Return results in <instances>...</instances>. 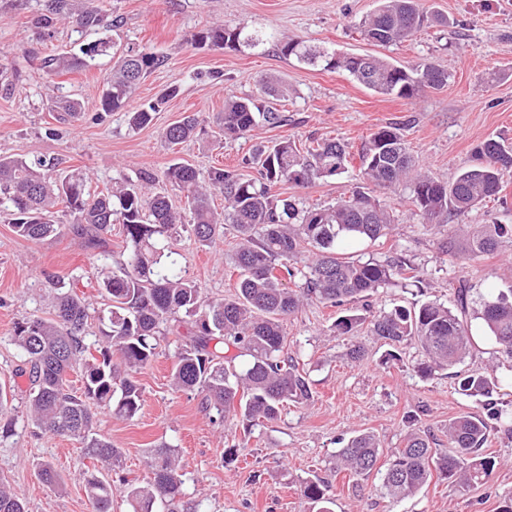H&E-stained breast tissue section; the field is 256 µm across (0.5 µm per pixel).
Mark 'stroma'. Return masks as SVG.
Wrapping results in <instances>:
<instances>
[{
    "instance_id": "1",
    "label": "stroma",
    "mask_w": 512,
    "mask_h": 512,
    "mask_svg": "<svg viewBox=\"0 0 512 512\" xmlns=\"http://www.w3.org/2000/svg\"><path fill=\"white\" fill-rule=\"evenodd\" d=\"M429 20L410 42L378 46L364 40L361 19L378 0H94L105 13L123 17L122 43L168 58V64L146 78L135 97L142 103L168 86L179 88L150 125L130 128L123 112L102 114L100 96L111 55L97 56L83 71L48 77L44 58L95 41V33L78 35L59 25L54 37L42 36L32 25L44 0H0V156L56 158L64 168L86 175L92 189L111 186L113 178L146 171L162 173L170 164L186 162L204 170L223 166L252 177L243 165L253 146L283 138H337L358 155L369 136L395 124L408 144L418 170L452 181L472 163L477 145L488 139L512 143V0H421ZM216 25L248 26L250 31L276 32L308 45L357 55H373L409 67L428 62L452 73L446 87L425 89L406 100L380 95L356 82L343 69L326 70L284 56L278 45L195 49L186 35ZM272 78L286 84L280 126L261 125L247 138L201 147L189 141L168 147L162 133L191 112L214 117L230 99L260 98V82ZM15 84L7 92L5 84ZM57 94L77 98L81 120L57 126L48 108ZM58 135H49V128ZM357 170L319 180L298 189L274 186L277 197H296L306 207L329 205L347 198L358 183ZM506 202L486 201L450 216V225H512V170L503 176ZM394 218L393 231L364 244L342 246L344 256L410 265L422 282L399 281L378 290L373 309L402 305L412 308L439 301L457 308L456 288L466 283L474 346L453 370L420 376V347L401 346L400 363L385 362L388 344L368 331L358 342L364 360L344 357L349 337L334 332L341 310L313 302L288 316L283 329L289 351L298 354L309 373L313 398L308 405H289L280 417L253 427L244 436L242 421H227L206 410L202 393L173 390L169 371L184 336L162 339L152 363L137 380L143 392L139 414L123 419L111 408L95 407L102 433L122 452L115 476L147 482L151 471L146 449L160 444L176 448L183 472L178 512H309L301 498V479L319 476L331 485L333 512H498L502 493L512 490V435L490 429L484 453L499 462L489 482L459 492L447 480L433 477L416 495L389 500L373 482L353 485L334 472L336 453L360 432L375 434L383 454L402 447L407 412L424 408L421 430L430 433L438 452H446L444 427L449 419L481 411L482 398L457 392L459 373L493 372L497 405L512 406V362L484 336L475 311L480 298L512 288V245L470 260L444 254L440 242L447 227L421 223L405 186L380 194ZM237 243L233 229L212 248L200 247L185 228L169 239L173 260L182 275L195 281L202 295L215 300L232 297L237 272L230 256ZM124 235L113 225L105 250L86 247L70 234L41 241L17 236L7 217H0V385L12 387L14 399L0 409L11 422L9 437L0 440V483L26 499L28 512H91L84 492V473L96 469L82 444L36 428L27 414V396L15 385L23 354L13 336L17 324L52 318L55 290L48 275L74 279L76 291L90 309L103 305L98 283L113 262L125 259ZM49 460L65 480L64 491L44 485L36 463Z\"/></svg>"
}]
</instances>
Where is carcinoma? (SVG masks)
Masks as SVG:
<instances>
[{"label": "carcinoma", "mask_w": 512, "mask_h": 512, "mask_svg": "<svg viewBox=\"0 0 512 512\" xmlns=\"http://www.w3.org/2000/svg\"><path fill=\"white\" fill-rule=\"evenodd\" d=\"M68 21L77 33L92 31L100 38L77 51L54 55L44 61L47 74L60 75L83 70L98 55L111 48L110 33L121 24L118 18L101 13L90 4L75 0H47L32 23L45 34ZM427 21L419 0H379L378 9L360 24V33L376 45L409 41ZM264 36L245 26H215L187 39L193 48H224L241 43L257 45ZM281 52L308 65L325 70L345 69L365 87L385 95L413 99L425 87L440 88L452 74L430 63L407 70L393 62L369 55L338 54L284 37ZM166 57L127 45L112 57V67L103 79L100 98L104 113L123 112L142 80L164 66ZM177 95L171 86L158 97L128 113V123L140 129L154 119L167 101ZM50 108L61 124L75 125L82 117L81 103L69 96L50 99ZM204 119L197 112L183 117L163 131L170 146L197 139ZM282 122L280 112L265 103L229 100L218 117L224 139L245 137L259 124ZM475 164L451 182L414 173V160L398 128L387 126L370 135L359 159L363 179L383 190L402 183L409 185L411 202L423 222L442 224L448 212H464L485 200H498L503 192V171L512 169V146L489 139L474 150ZM243 163L258 169L259 178H246L235 170L211 167L202 172L194 166L175 162L160 178L149 174L139 182L116 181L104 191L92 192L80 174L51 178L57 163L40 158L0 157V208L9 212L14 232L28 240L74 233L91 248L105 245L103 235L112 225H122L127 255L106 275L100 287L109 305L97 316L90 315L84 299L58 278L55 316L32 319L16 326L14 341L24 356L19 376L27 377L31 421L40 429L78 439L85 455L101 464L86 472L85 492L93 512H112L114 489L102 470L120 465L122 453L97 431L91 406L113 407L124 419L135 417L142 408L143 394L136 375L151 364L160 337L169 333L171 323L182 313L190 324L187 343L175 354L170 385L178 391L204 394L206 407L226 420L241 418L249 426L271 422L288 405H306L312 400L307 371L298 357L288 352L282 322L308 300L332 306L369 298L379 289L404 275V269L374 260H345L337 256L343 244L376 241L392 230L391 216L370 191L357 186L348 199L332 206L304 208L296 200L278 199L272 187L287 182L304 188L319 179L340 176L351 167L348 146L339 140H325L307 147L284 138L271 146H257ZM184 194V206L192 215L195 241L211 248L224 225L237 232L239 245L233 257L239 272L232 298L205 300L196 283L167 262L171 252L158 242L182 223V207L171 192ZM224 196V209L211 207V197ZM61 207L74 217L71 224L54 220ZM461 243L448 237L441 243L448 254L459 249L470 259L496 251L504 240L512 241V225L476 224L458 228ZM300 277L298 288L285 287L286 277ZM478 318L486 338L498 353L512 361V295L500 293L479 301ZM98 322L102 337L99 356L84 357L89 319ZM368 328L388 345L398 348L415 341L425 360L417 371L429 377L442 369L464 362L474 336L468 322L451 308L426 302L416 310L395 306L338 317L334 328L340 335L356 336ZM223 344L237 350L222 352ZM249 357L239 368L236 360ZM79 368L83 393L69 392L68 371ZM459 393L488 398L496 387L491 374L456 376ZM486 414L469 412L448 420L446 454L432 448L430 435L417 428L420 411L405 415L409 431L404 445L392 451L384 469L377 468L380 443L375 435L361 432L336 454V473H346L355 482L379 478L385 497L398 500L419 492L433 475L467 490L486 483L498 466L493 456L483 454L489 422L512 431V410L494 403L485 405ZM153 478L143 485L126 480L123 496L136 506L134 512H156L157 505L171 506L180 495L183 474L176 449L167 445L146 451ZM38 476L48 487L61 492L62 476L52 464H38ZM329 482L315 476L300 483V495L315 512H331ZM0 512H26L24 498L0 483Z\"/></svg>", "instance_id": "1"}]
</instances>
